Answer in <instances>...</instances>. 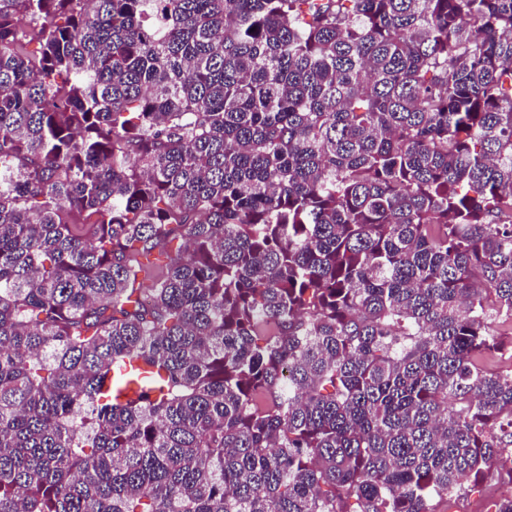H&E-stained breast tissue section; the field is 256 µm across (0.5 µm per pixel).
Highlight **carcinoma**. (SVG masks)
<instances>
[{
    "instance_id": "obj_1",
    "label": "carcinoma",
    "mask_w": 512,
    "mask_h": 512,
    "mask_svg": "<svg viewBox=\"0 0 512 512\" xmlns=\"http://www.w3.org/2000/svg\"><path fill=\"white\" fill-rule=\"evenodd\" d=\"M495 321L512 0H0V512H436Z\"/></svg>"
}]
</instances>
